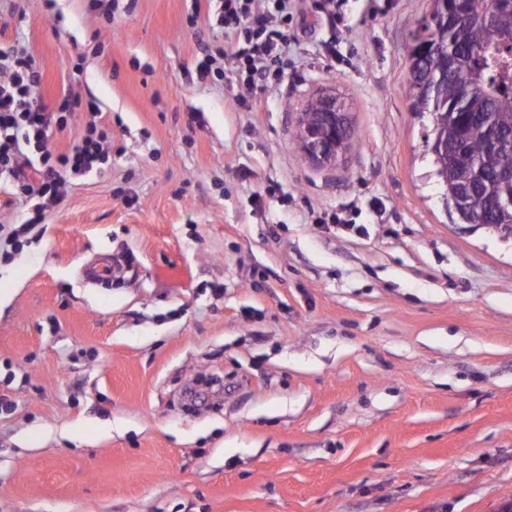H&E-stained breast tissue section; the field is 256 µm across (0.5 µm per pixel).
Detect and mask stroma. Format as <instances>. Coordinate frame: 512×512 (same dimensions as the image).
Segmentation results:
<instances>
[{"mask_svg":"<svg viewBox=\"0 0 512 512\" xmlns=\"http://www.w3.org/2000/svg\"><path fill=\"white\" fill-rule=\"evenodd\" d=\"M208 10L0 0L40 101L72 103L52 154L92 104L112 136L59 204L0 185V225L45 209L0 260V512H503L512 239L432 174L408 81L429 0H347L334 27L305 0L258 112L192 77L224 43ZM327 88L356 135L317 168L294 132Z\"/></svg>","mask_w":512,"mask_h":512,"instance_id":"1","label":"stroma"}]
</instances>
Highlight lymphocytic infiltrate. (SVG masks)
I'll return each instance as SVG.
<instances>
[{
  "mask_svg": "<svg viewBox=\"0 0 512 512\" xmlns=\"http://www.w3.org/2000/svg\"><path fill=\"white\" fill-rule=\"evenodd\" d=\"M216 22L224 33L223 46L207 50L196 65L200 82L223 78L239 89L237 110L252 112L256 95L280 80L288 67L293 0H221ZM39 73L35 62L18 46H0V179L24 195L58 201L66 175L86 173L105 165L112 138L96 119H89L71 149L44 155L42 168H33L21 141L46 147L52 126H64L65 112L47 111L36 98ZM24 140H17L16 131Z\"/></svg>",
  "mask_w": 512,
  "mask_h": 512,
  "instance_id": "obj_1",
  "label": "lymphocytic infiltrate"
}]
</instances>
